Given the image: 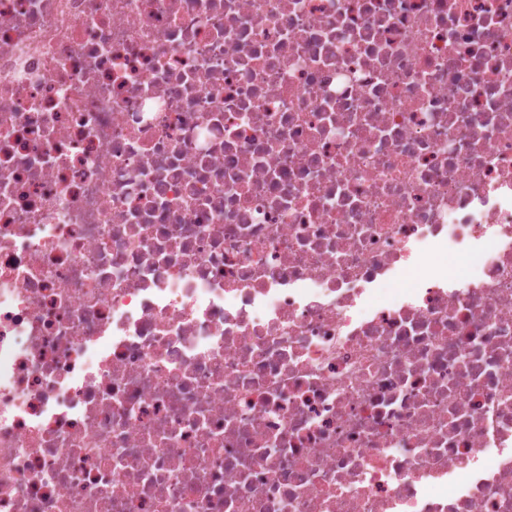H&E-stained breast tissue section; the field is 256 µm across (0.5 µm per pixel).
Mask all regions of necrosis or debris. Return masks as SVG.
Masks as SVG:
<instances>
[{"label": "necrosis or debris", "instance_id": "obj_1", "mask_svg": "<svg viewBox=\"0 0 512 512\" xmlns=\"http://www.w3.org/2000/svg\"><path fill=\"white\" fill-rule=\"evenodd\" d=\"M0 512H512V0H0Z\"/></svg>", "mask_w": 512, "mask_h": 512}]
</instances>
